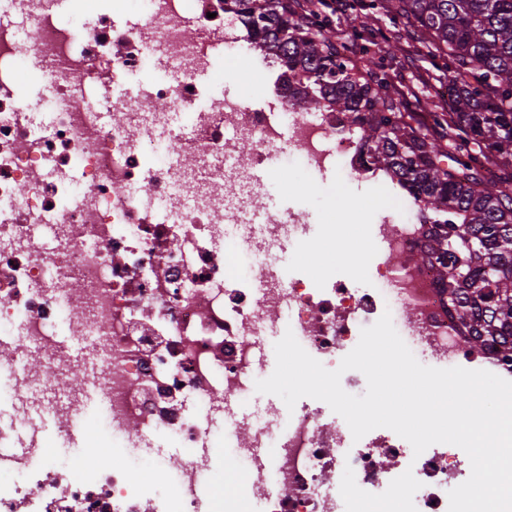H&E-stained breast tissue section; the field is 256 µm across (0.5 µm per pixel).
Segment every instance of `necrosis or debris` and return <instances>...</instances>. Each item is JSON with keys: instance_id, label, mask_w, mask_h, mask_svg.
<instances>
[{"instance_id": "4bbe7bcc", "label": "necrosis or debris", "mask_w": 512, "mask_h": 512, "mask_svg": "<svg viewBox=\"0 0 512 512\" xmlns=\"http://www.w3.org/2000/svg\"><path fill=\"white\" fill-rule=\"evenodd\" d=\"M127 2L0 0V332L23 333L0 355V372L19 373L32 396L52 386L58 375L40 360L69 366L58 339L67 313L111 400L109 417L93 424L107 461L73 458L65 476L1 462L0 512H215L199 485L223 484L217 459L239 451L189 405L220 409L251 393L269 321L334 369L361 329L387 313L400 336L435 350L437 367L512 380V366L466 344L420 257L421 202L367 168L342 113L292 111L277 60L228 17L224 0H139L132 25L118 20ZM88 11L92 27L62 20ZM154 49L175 80L150 82L143 97L113 96V82L145 72ZM221 60L250 66L257 101L203 95L197 74ZM24 66L50 73L46 122L30 118L17 91ZM187 110L190 127L172 125ZM277 155L297 173L334 169L403 200L359 230L379 246L368 287L344 269L314 275L304 265L307 251L351 246L335 212L313 224L302 203L272 211L264 193L240 195L242 168ZM44 227L48 245L39 241ZM286 424L277 435L259 415L225 420V432L244 430L250 447L274 456L252 459L248 495L228 512H448L449 489L471 473L451 444L417 456L387 428L353 439L313 398H301ZM150 435L188 450L170 464L176 481L164 493L152 473L123 462ZM23 470L27 479H16ZM408 481L418 493L404 505L394 491Z\"/></svg>"}]
</instances>
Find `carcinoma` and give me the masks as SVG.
Here are the masks:
<instances>
[{"label": "carcinoma", "mask_w": 512, "mask_h": 512, "mask_svg": "<svg viewBox=\"0 0 512 512\" xmlns=\"http://www.w3.org/2000/svg\"><path fill=\"white\" fill-rule=\"evenodd\" d=\"M264 37L289 102L343 112L372 163L417 193L433 218L422 258L466 343L512 353V0H356L407 18L456 76L457 112H405L385 74L360 73L326 36L329 19L299 15L288 0H228Z\"/></svg>", "instance_id": "carcinoma-1"}]
</instances>
